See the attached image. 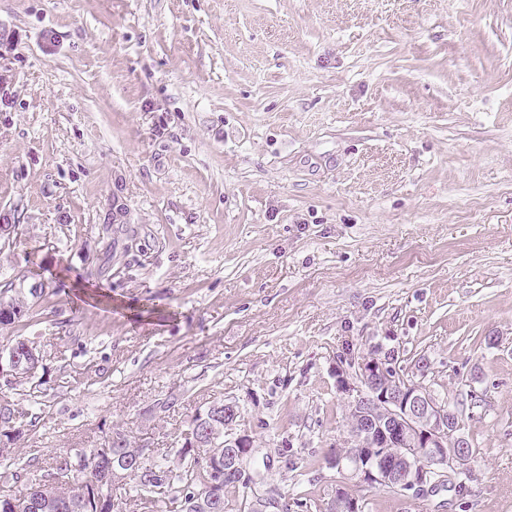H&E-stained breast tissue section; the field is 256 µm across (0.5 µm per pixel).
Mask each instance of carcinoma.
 Returning a JSON list of instances; mask_svg holds the SVG:
<instances>
[{"instance_id":"cac0c4a2","label":"carcinoma","mask_w":512,"mask_h":512,"mask_svg":"<svg viewBox=\"0 0 512 512\" xmlns=\"http://www.w3.org/2000/svg\"><path fill=\"white\" fill-rule=\"evenodd\" d=\"M27 312L23 292L0 300V329L13 325ZM24 413L10 396L0 389V465L14 464L15 445L24 436ZM111 451L104 456L95 448H73L70 455L55 462L50 473L29 482L24 490L0 494V512H127V503L114 497L101 498L106 484L114 477L112 469H121L131 483L138 506L143 512H224L225 490H246L250 477L234 474L215 482L209 465L195 448H178L186 466L175 469L156 459L144 458L145 449L132 445L122 433L112 436ZM353 448L334 452L343 463L364 469L373 459L355 458Z\"/></svg>"}]
</instances>
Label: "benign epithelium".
<instances>
[{
    "label": "benign epithelium",
    "instance_id": "benign-epithelium-1",
    "mask_svg": "<svg viewBox=\"0 0 512 512\" xmlns=\"http://www.w3.org/2000/svg\"><path fill=\"white\" fill-rule=\"evenodd\" d=\"M400 356L395 348L384 350L381 356L336 359V387L339 392L356 402H374L385 408L380 419L371 417L357 432L364 454L383 458L378 449L390 444L398 448L388 461L361 474L374 485L401 482L417 494L425 496L432 490L428 471L431 467L454 478L469 462L470 448L466 438L459 434L453 410L447 408L424 384V377L411 380L396 373ZM15 357L0 355V381L9 384L18 378L21 368ZM240 415L237 401L224 402V422L201 419L204 436L193 441L192 447L201 449L214 460L215 474H235L249 468L256 452L250 431L227 432ZM252 507L258 512L282 509L280 502L269 491L255 490Z\"/></svg>",
    "mask_w": 512,
    "mask_h": 512
}]
</instances>
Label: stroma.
<instances>
[{
    "label": "stroma",
    "instance_id": "1",
    "mask_svg": "<svg viewBox=\"0 0 512 512\" xmlns=\"http://www.w3.org/2000/svg\"><path fill=\"white\" fill-rule=\"evenodd\" d=\"M0 26V293L32 253L43 283L0 330L44 356L17 466L118 432L174 466L231 399L264 487L322 499L336 358L380 345L429 360L478 456L466 497L351 486L365 512H512V0H0Z\"/></svg>",
    "mask_w": 512,
    "mask_h": 512
}]
</instances>
